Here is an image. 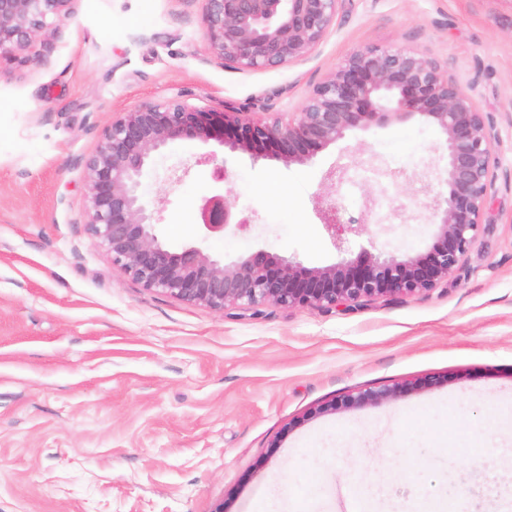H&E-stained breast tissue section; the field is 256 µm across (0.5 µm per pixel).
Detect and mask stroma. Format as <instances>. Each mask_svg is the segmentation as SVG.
Masks as SVG:
<instances>
[{
	"mask_svg": "<svg viewBox=\"0 0 512 512\" xmlns=\"http://www.w3.org/2000/svg\"><path fill=\"white\" fill-rule=\"evenodd\" d=\"M200 0H77L25 63L0 62V512H461L512 499V0H351L316 51L243 70L207 50ZM402 48L437 61L492 126L494 186L482 241L438 288L353 311H216L136 282L85 222L84 168L118 112L178 100L292 113L354 51ZM176 142L141 177L170 250L195 242L211 169ZM244 233L214 257L252 251L336 262L319 194L362 223L351 251L425 252L430 204L448 194L440 132L420 117L356 130L303 166L224 152ZM339 166L368 170L331 183ZM440 375L443 385L355 409L339 396ZM500 403L497 426L487 400ZM452 445L457 471L412 454ZM483 456L482 466L470 463ZM419 488H383L387 459ZM281 495H273V487Z\"/></svg>",
	"mask_w": 512,
	"mask_h": 512,
	"instance_id": "1",
	"label": "stroma"
}]
</instances>
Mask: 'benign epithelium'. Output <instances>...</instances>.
Wrapping results in <instances>:
<instances>
[{
	"instance_id": "7a95c632",
	"label": "benign epithelium",
	"mask_w": 512,
	"mask_h": 512,
	"mask_svg": "<svg viewBox=\"0 0 512 512\" xmlns=\"http://www.w3.org/2000/svg\"><path fill=\"white\" fill-rule=\"evenodd\" d=\"M77 0H0V58L18 59L55 35ZM208 50L240 69L298 63L309 57L345 12L348 0H200ZM422 117L443 135L448 150V197L435 206V240L420 254L397 259L367 250L324 267L258 249L226 264L201 243L228 230L245 232L251 219L215 186L200 206L198 235L178 252L155 233L154 204L140 192L153 157L176 141L216 143L254 160L272 157L286 167L306 165L354 130L388 128ZM492 134L483 112L434 60L404 49L354 51L314 87L299 112L253 118L179 101L142 103L118 113L86 162V224L112 262L146 288L214 310L335 306L351 310L388 296L430 292L458 272L483 231L494 175ZM322 225L342 248L357 230L336 207H319ZM446 382L424 376L348 393L320 408H361Z\"/></svg>"
}]
</instances>
